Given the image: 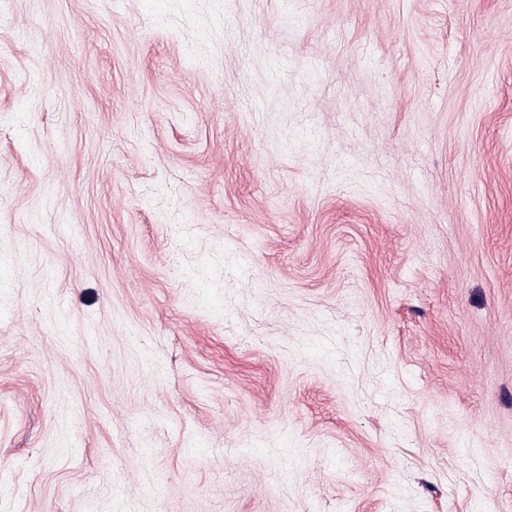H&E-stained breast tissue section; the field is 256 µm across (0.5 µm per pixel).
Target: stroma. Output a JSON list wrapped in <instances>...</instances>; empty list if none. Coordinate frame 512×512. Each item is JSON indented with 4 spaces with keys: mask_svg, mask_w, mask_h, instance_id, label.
<instances>
[{
    "mask_svg": "<svg viewBox=\"0 0 512 512\" xmlns=\"http://www.w3.org/2000/svg\"><path fill=\"white\" fill-rule=\"evenodd\" d=\"M0 512H512V0H0Z\"/></svg>",
    "mask_w": 512,
    "mask_h": 512,
    "instance_id": "1",
    "label": "stroma"
}]
</instances>
